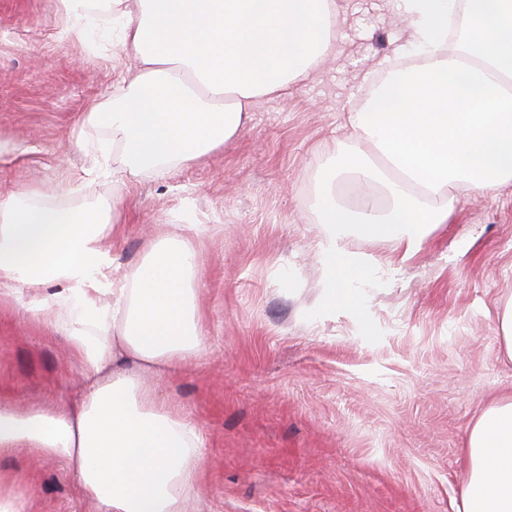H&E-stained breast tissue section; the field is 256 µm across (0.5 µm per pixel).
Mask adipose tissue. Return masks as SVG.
Wrapping results in <instances>:
<instances>
[{
	"label": "adipose tissue",
	"instance_id": "ef3b65f1",
	"mask_svg": "<svg viewBox=\"0 0 512 512\" xmlns=\"http://www.w3.org/2000/svg\"><path fill=\"white\" fill-rule=\"evenodd\" d=\"M63 38L93 21L120 28L137 62L111 109L88 123L112 133L118 182L162 176L204 158L244 128L256 100L288 90L336 49V0H61ZM409 31L395 47L409 66L389 72L350 116L316 203L325 235V309L356 308L376 271L347 249L358 233L415 255L457 196H487L512 180V0H395ZM367 185L363 210L336 192ZM118 211L98 198L60 205L33 189L0 194V298L55 284L32 306L62 338L82 381L65 405L0 402V457L27 449L59 461L95 512H184L205 466L195 421L155 384L200 351L199 252L181 229L149 241L121 276L102 247ZM462 512H512V393L468 430Z\"/></svg>",
	"mask_w": 512,
	"mask_h": 512
}]
</instances>
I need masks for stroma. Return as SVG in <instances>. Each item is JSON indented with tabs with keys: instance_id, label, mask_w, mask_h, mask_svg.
Wrapping results in <instances>:
<instances>
[{
	"instance_id": "stroma-1",
	"label": "stroma",
	"mask_w": 512,
	"mask_h": 512,
	"mask_svg": "<svg viewBox=\"0 0 512 512\" xmlns=\"http://www.w3.org/2000/svg\"><path fill=\"white\" fill-rule=\"evenodd\" d=\"M336 3V50L318 72L258 100L245 129L205 158L122 184L100 150L109 130L82 121L123 91L133 61L118 35L64 39L60 0H0V186L65 204L119 199L104 247L121 270L157 230L205 229L201 351L159 381L205 442L189 512H453L467 431L512 391L496 338L497 306L512 296V181L455 201L412 258L351 236L377 278L360 288L359 312L322 310L316 185L409 37L390 0ZM38 298L0 302V400L52 408L81 377L67 345L30 320ZM0 470L17 476L27 512H93L57 461L33 470L21 450Z\"/></svg>"
}]
</instances>
